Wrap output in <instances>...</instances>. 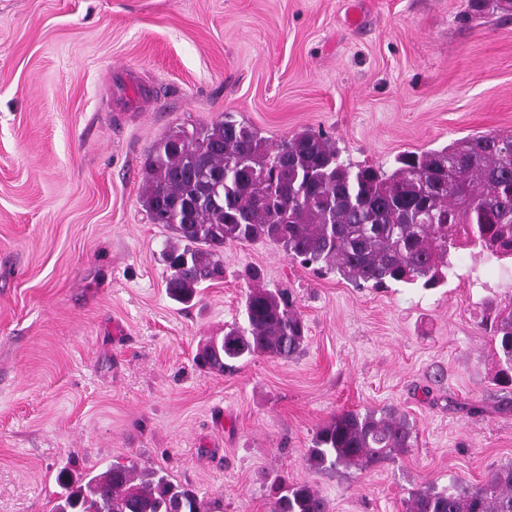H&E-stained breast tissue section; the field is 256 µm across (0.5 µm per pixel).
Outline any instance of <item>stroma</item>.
Masks as SVG:
<instances>
[{"label": "stroma", "mask_w": 512, "mask_h": 512, "mask_svg": "<svg viewBox=\"0 0 512 512\" xmlns=\"http://www.w3.org/2000/svg\"><path fill=\"white\" fill-rule=\"evenodd\" d=\"M270 144L323 131L345 163L512 131V16L467 0H0V512H54L57 471H163L221 512L311 485L329 512H405L412 492L512 463V389L481 325L512 265L453 254L446 285L356 288L266 243L224 249L192 306L165 289L174 232L141 203L152 147L224 116ZM290 288L293 359L195 362L241 322L248 269ZM407 415L418 445L318 472L346 409Z\"/></svg>", "instance_id": "35a3bbf8"}]
</instances>
